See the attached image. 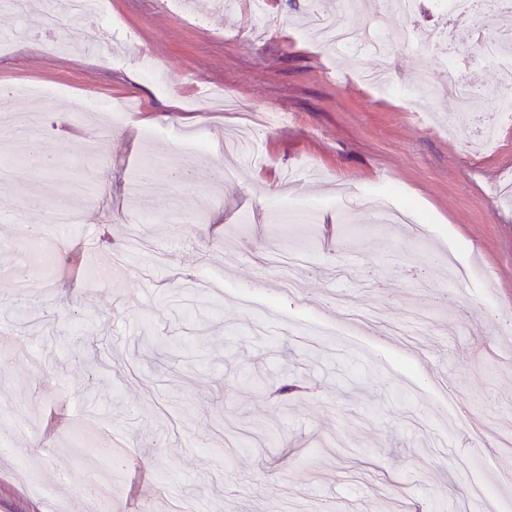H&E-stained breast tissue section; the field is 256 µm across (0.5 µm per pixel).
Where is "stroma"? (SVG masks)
Masks as SVG:
<instances>
[{
	"mask_svg": "<svg viewBox=\"0 0 512 512\" xmlns=\"http://www.w3.org/2000/svg\"><path fill=\"white\" fill-rule=\"evenodd\" d=\"M195 19L163 0H106L80 16V42L43 24L60 0H0V86L33 93L18 111L36 141L0 124V244L20 224L62 245L46 280L22 292L0 251V336L28 357L0 358V512H512V66L483 62L501 17L340 10L336 0H249ZM376 25L393 43V81L359 78L378 59L301 37L316 18ZM412 26L413 45L395 41ZM449 33L448 65L483 91L475 111L421 95L435 55L420 36ZM151 58L167 87L144 78ZM447 65V66H448ZM287 113L269 128L259 113ZM498 124L488 151L474 132ZM208 143L193 187L169 177L183 139ZM53 169L34 170L33 150ZM157 162L154 194L131 196ZM236 175L218 180L214 171ZM94 180V195H78ZM392 195L421 220L383 224L365 197ZM315 205L304 218L298 202ZM79 222L57 224L59 204ZM306 253L293 272L273 256ZM298 290H282L285 274ZM304 386L274 397L281 385ZM123 443L121 462L84 452L81 431ZM93 479L105 500L75 494Z\"/></svg>",
	"mask_w": 512,
	"mask_h": 512,
	"instance_id": "1",
	"label": "stroma"
}]
</instances>
